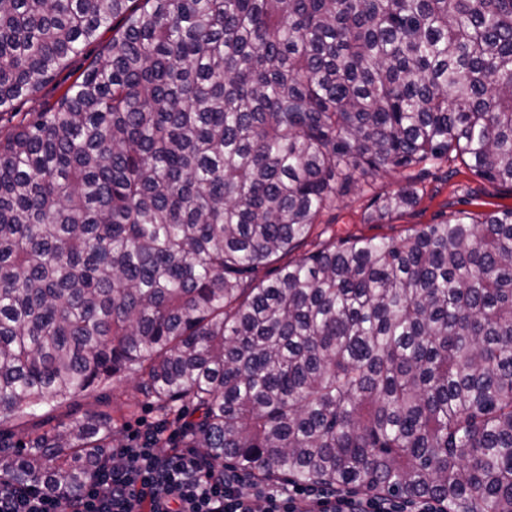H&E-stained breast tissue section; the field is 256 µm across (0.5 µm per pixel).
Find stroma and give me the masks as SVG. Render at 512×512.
Here are the masks:
<instances>
[{
    "mask_svg": "<svg viewBox=\"0 0 512 512\" xmlns=\"http://www.w3.org/2000/svg\"><path fill=\"white\" fill-rule=\"evenodd\" d=\"M85 64L81 57L71 60L35 96L18 102L16 111L38 112L49 107ZM402 183L401 175L396 172L378 179L373 185L339 201L323 220L332 224L337 235L343 237H399L420 225L439 222L452 212H490L512 207V186L482 180L460 161L451 160L427 167L419 181L420 197L413 207L394 215L387 223H367L364 214L370 198L379 192L397 190ZM101 411L119 421L121 429L115 437L119 444L129 443L132 436L144 435L157 422L155 410L144 400L136 378L130 374L113 377L106 384L73 398L67 405L53 410L51 417L53 422L67 423Z\"/></svg>",
    "mask_w": 512,
    "mask_h": 512,
    "instance_id": "35a3bbf8",
    "label": "stroma"
}]
</instances>
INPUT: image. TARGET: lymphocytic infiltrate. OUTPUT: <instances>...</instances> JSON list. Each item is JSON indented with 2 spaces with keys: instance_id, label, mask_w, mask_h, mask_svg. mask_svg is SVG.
<instances>
[{
  "instance_id": "f902f5d3",
  "label": "lymphocytic infiltrate",
  "mask_w": 512,
  "mask_h": 512,
  "mask_svg": "<svg viewBox=\"0 0 512 512\" xmlns=\"http://www.w3.org/2000/svg\"><path fill=\"white\" fill-rule=\"evenodd\" d=\"M244 481L198 449L159 450L151 431L106 454L79 487L0 483V512H447L437 500L405 504L308 487L271 486L248 495Z\"/></svg>"
}]
</instances>
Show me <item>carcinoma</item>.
Wrapping results in <instances>:
<instances>
[{
    "instance_id": "carcinoma-1",
    "label": "carcinoma",
    "mask_w": 512,
    "mask_h": 512,
    "mask_svg": "<svg viewBox=\"0 0 512 512\" xmlns=\"http://www.w3.org/2000/svg\"><path fill=\"white\" fill-rule=\"evenodd\" d=\"M109 29L0 139V479L80 485L110 416L1 433L129 373L257 482L512 512V209L282 262L388 172L379 224L512 185V0H0V112ZM87 52L88 56L85 55L71 60L54 80L45 85L35 96L18 102L12 112H38L49 107L58 95L74 81L80 72V68L88 63L89 60L85 61V58L91 59L97 53V47L92 45ZM403 178L393 172L372 186H363L355 195L336 203V209L323 216L332 223L337 236L399 237L411 233L420 224L440 222L451 212L495 211L512 207V187L490 183L475 176L460 160H449L440 166H427L419 181L417 203L392 217L386 224H369L364 219L369 199L378 192L400 188Z\"/></svg>"
}]
</instances>
